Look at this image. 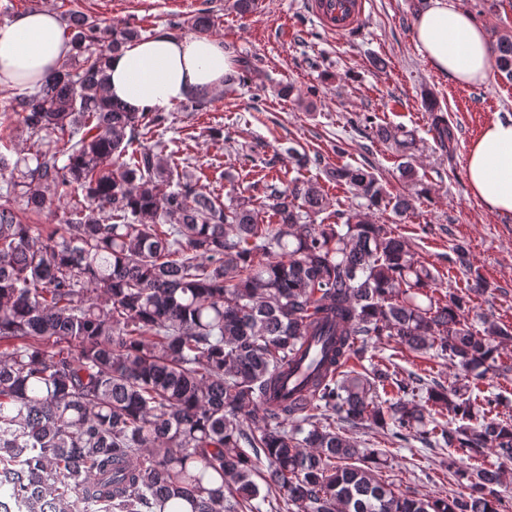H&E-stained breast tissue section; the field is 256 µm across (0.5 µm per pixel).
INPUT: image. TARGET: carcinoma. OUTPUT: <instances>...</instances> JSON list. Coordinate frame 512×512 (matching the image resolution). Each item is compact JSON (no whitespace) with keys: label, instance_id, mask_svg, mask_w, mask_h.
<instances>
[{"label":"carcinoma","instance_id":"1","mask_svg":"<svg viewBox=\"0 0 512 512\" xmlns=\"http://www.w3.org/2000/svg\"><path fill=\"white\" fill-rule=\"evenodd\" d=\"M66 33L77 63L3 113L36 150L0 151V512H502L512 418L473 393L512 374V326L470 321L485 283L465 249L448 263L468 292L435 296L432 270L369 218L387 195L362 166L329 171L366 200L346 218L298 178L263 182L260 204L222 200L140 140L167 116L109 95L107 59L138 30L73 11ZM493 53L512 81V37ZM256 75L243 60L225 81ZM431 124L450 147L448 119ZM401 171L403 216L427 187ZM63 197L50 229L28 223ZM382 338L434 352L458 383L348 366ZM338 419L448 449L465 491L396 490Z\"/></svg>","mask_w":512,"mask_h":512}]
</instances>
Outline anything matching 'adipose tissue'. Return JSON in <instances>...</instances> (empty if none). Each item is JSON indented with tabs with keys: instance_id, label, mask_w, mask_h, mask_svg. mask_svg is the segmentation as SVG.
I'll use <instances>...</instances> for the list:
<instances>
[{
	"instance_id": "adipose-tissue-1",
	"label": "adipose tissue",
	"mask_w": 512,
	"mask_h": 512,
	"mask_svg": "<svg viewBox=\"0 0 512 512\" xmlns=\"http://www.w3.org/2000/svg\"><path fill=\"white\" fill-rule=\"evenodd\" d=\"M414 40L449 82L484 84L494 59L486 27L464 0H430L414 21ZM75 53L51 7L43 6L0 27V89L34 86ZM234 61L222 40L158 34L129 44L107 62L111 95L139 112H165L194 94L224 86ZM465 173L473 197L491 214L512 213V117L487 123L470 143Z\"/></svg>"
}]
</instances>
